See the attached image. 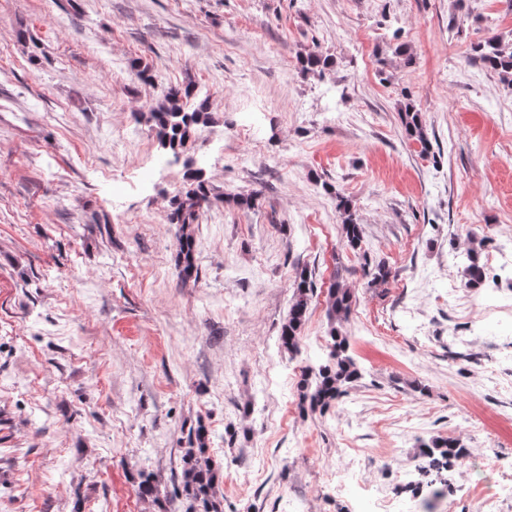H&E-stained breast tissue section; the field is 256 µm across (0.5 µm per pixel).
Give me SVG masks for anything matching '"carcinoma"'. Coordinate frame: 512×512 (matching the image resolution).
<instances>
[{"instance_id":"cac0c4a2","label":"carcinoma","mask_w":512,"mask_h":512,"mask_svg":"<svg viewBox=\"0 0 512 512\" xmlns=\"http://www.w3.org/2000/svg\"><path fill=\"white\" fill-rule=\"evenodd\" d=\"M479 62L501 76L512 74V46L497 39H489L475 47ZM329 59L313 53L301 59L300 64L308 73H323ZM193 87L166 86L161 97L146 112V120L155 131L159 148L178 155L196 132L214 122L208 100L203 99L191 107ZM401 123L408 140L428 149V139L421 114L411 103H406L401 112ZM188 183L179 195L173 198L168 222L178 226L177 268L185 283L196 281L198 271L194 264V239L189 231L196 223L200 212L211 203V188L200 169L186 161ZM336 210L340 214L346 246L353 251L361 249L363 228L359 224L350 201L341 195L336 196ZM485 241L472 242L466 252L467 263L463 269L464 285L479 288L485 284V266L481 263V253ZM314 286L310 277L303 273L296 281L291 298L288 317L280 329L281 348L294 354L299 350L300 331L309 312ZM353 293L350 288L337 282L328 288L327 317L330 322L328 354L324 362L307 366L302 370L300 389L302 399L310 408L326 410L347 394L348 388L362 378L361 369L349 354V338L338 329L351 311ZM198 447L186 449L182 462L180 485L175 487L173 496L181 494L197 504L199 512H223L217 496V482L211 459L204 456L208 434L200 428L196 432ZM423 457L428 465L421 468L424 474L446 468L452 461L461 458L464 446L455 439L434 438L422 445Z\"/></svg>"}]
</instances>
